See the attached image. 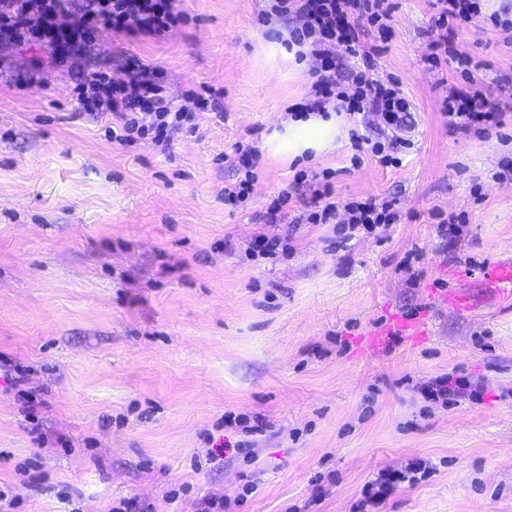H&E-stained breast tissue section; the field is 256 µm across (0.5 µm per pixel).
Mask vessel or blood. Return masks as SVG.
Wrapping results in <instances>:
<instances>
[{
  "instance_id": "b4317fda",
  "label": "vessel or blood",
  "mask_w": 512,
  "mask_h": 512,
  "mask_svg": "<svg viewBox=\"0 0 512 512\" xmlns=\"http://www.w3.org/2000/svg\"><path fill=\"white\" fill-rule=\"evenodd\" d=\"M474 275L462 270L456 273V287L450 289L431 288L427 291L428 305L457 313L474 312L486 307L499 316H512V258H497L482 266L478 273L485 286L482 297L473 296L468 290V281ZM430 334V324L425 316L392 315L381 326L367 330L363 337L365 350L377 354L388 346L392 339H403L417 346L425 342Z\"/></svg>"
}]
</instances>
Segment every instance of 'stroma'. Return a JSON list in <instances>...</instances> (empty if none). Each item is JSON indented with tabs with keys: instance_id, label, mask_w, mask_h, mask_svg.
Segmentation results:
<instances>
[{
	"instance_id": "1",
	"label": "stroma",
	"mask_w": 512,
	"mask_h": 512,
	"mask_svg": "<svg viewBox=\"0 0 512 512\" xmlns=\"http://www.w3.org/2000/svg\"><path fill=\"white\" fill-rule=\"evenodd\" d=\"M378 56L411 100L414 147L383 166L351 142L293 161L267 140L312 94L268 46L295 19L270 0H178L185 23L160 38L100 32L87 67L127 79L155 66L196 139L167 147L108 138L68 67L47 48L0 43V494L9 512H512V318L431 310L428 341L374 358L363 331L425 307L512 251V26L480 13L455 30L480 61L432 66L435 0H394ZM208 86L218 110L187 94ZM481 89L501 114L483 133L449 127L450 88ZM261 153L246 209L224 204L236 147ZM332 172L339 200L391 199L399 223L343 236L301 224ZM288 202L277 219L267 208ZM464 215L456 235L441 217ZM286 238L269 258L249 248ZM477 397L429 399L445 376ZM425 477L367 499L382 472L417 461ZM256 491L241 497L245 484Z\"/></svg>"
}]
</instances>
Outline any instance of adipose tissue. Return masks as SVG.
<instances>
[{
	"instance_id": "ef3b65f1",
	"label": "adipose tissue",
	"mask_w": 512,
	"mask_h": 512,
	"mask_svg": "<svg viewBox=\"0 0 512 512\" xmlns=\"http://www.w3.org/2000/svg\"><path fill=\"white\" fill-rule=\"evenodd\" d=\"M347 128L341 116L311 114L288 118L282 131L274 133L268 147L274 154L296 159L332 151L346 138Z\"/></svg>"
}]
</instances>
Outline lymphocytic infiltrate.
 <instances>
[{
	"instance_id": "f902f5d3",
	"label": "lymphocytic infiltrate",
	"mask_w": 512,
	"mask_h": 512,
	"mask_svg": "<svg viewBox=\"0 0 512 512\" xmlns=\"http://www.w3.org/2000/svg\"><path fill=\"white\" fill-rule=\"evenodd\" d=\"M177 0H0V42L29 40L44 45L55 60L69 61L78 68L77 95L85 110L111 115L112 139L122 145L148 140L163 145L169 132L182 131L200 136L195 113L174 105L158 77L157 69L138 60L127 63L129 77L114 83L107 71L81 64L85 48L101 30L140 36H159L184 19ZM438 12L433 23L438 37L432 44L430 60L441 64L453 59L462 73H470L473 60L461 52H449V34L455 22H467L480 12L478 0H436ZM394 6L391 0H272L271 13L279 18L295 17L299 25L291 40L308 47L319 65L313 73L314 97L304 103L307 112L327 114L338 104L349 113H379L391 137L379 140L352 130L356 148H367L382 163L400 165V156L411 146L403 131L411 109L410 102L391 82L378 78L375 58L377 45L358 52L362 27L377 32L380 41L389 36L388 22ZM345 45L349 53H361L362 65L345 70L331 53L332 46ZM352 82L353 92L343 89ZM449 127L468 131L477 126L497 124L499 114L479 90L450 91L443 104ZM315 209L299 216L302 224H327L337 211H344L349 231L373 233L378 227L397 223L399 216L390 201H349L332 199L329 184L316 189Z\"/></svg>"
}]
</instances>
